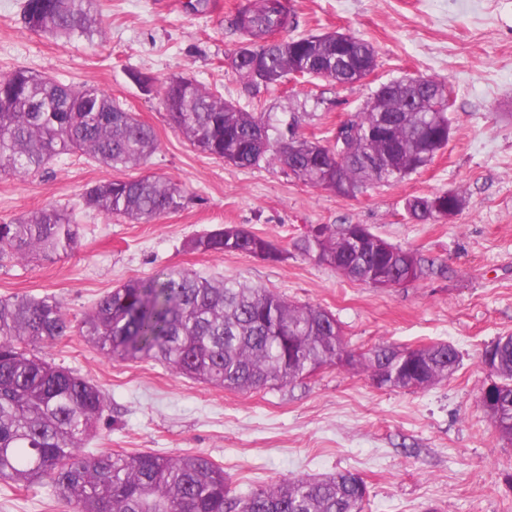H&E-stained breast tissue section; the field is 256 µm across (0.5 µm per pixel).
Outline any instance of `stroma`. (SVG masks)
<instances>
[{"mask_svg": "<svg viewBox=\"0 0 512 512\" xmlns=\"http://www.w3.org/2000/svg\"><path fill=\"white\" fill-rule=\"evenodd\" d=\"M242 0H99L103 35L64 43L30 30L22 0H0V74L25 69L119 99L152 127L158 149L146 167L117 172L63 154L28 175L0 172V222L42 207L71 209L78 247L51 262L0 261V298L31 294L61 302L80 323L106 292L162 268L237 278L288 301L331 312L350 347L381 342L452 344L461 364L422 391L374 386L333 366L284 386L235 392L180 377L155 361L104 357L79 331L42 344L47 359L100 385L107 407L84 449L202 453L222 465L233 495L283 478L359 473L364 512H512V445L479 403L491 375L486 345L512 333V0H291L289 36L332 30L370 42L377 66L365 82L325 79L247 88L226 63L241 37L230 26ZM150 76V91L132 78ZM183 75L250 112L298 111L300 136L332 141L373 91L409 75L444 81L454 100L447 146L417 173L374 183L357 197L298 182L275 164L239 168L196 150L162 105ZM180 185L184 208L136 224L83 208L86 188L144 173ZM454 191L451 219L412 220L405 201ZM243 224L276 242L285 260L186 251V239ZM362 224L435 267L404 288H373L303 255L305 226ZM0 512H60L49 489L0 481Z\"/></svg>", "mask_w": 512, "mask_h": 512, "instance_id": "35a3bbf8", "label": "stroma"}]
</instances>
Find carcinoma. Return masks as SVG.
<instances>
[{
    "mask_svg": "<svg viewBox=\"0 0 512 512\" xmlns=\"http://www.w3.org/2000/svg\"><path fill=\"white\" fill-rule=\"evenodd\" d=\"M23 20L65 41L102 35L97 0H24ZM292 23L286 0H253L238 10L232 29L270 69L261 84L249 66H234L250 87H276L318 72L339 85L346 81L344 62L376 67L374 46L350 33L341 40L331 32L267 43ZM448 98L447 85L432 77L381 84L355 113L353 134L338 146L339 181L331 184L317 157L332 146L297 136L294 112L280 117L246 112L183 77L169 79L162 104L186 139L207 155L242 168L276 164L306 185L355 197L376 174L364 160L392 159L402 180L446 147ZM381 115L389 118L386 136L368 135ZM157 148L154 130L104 91L75 89L22 69L0 75V166L15 174L38 171L54 157L76 152L114 170L129 169L144 164ZM440 197L452 198L459 210L464 205L460 194L444 191L409 197L406 211L417 221L436 222L432 203ZM82 204L140 224L180 211L185 195L176 183L143 176L95 184L83 193ZM357 228L322 224L315 236L304 237L302 250L374 288L380 287V272L407 284L424 276L412 251L393 245L380 253V236L367 228L357 241ZM233 231L232 245L219 227L186 240L184 248L252 256L261 246L275 253L272 262L284 259L274 241L243 225ZM79 238V224L65 210L22 213L0 224V260H53L77 248ZM70 332L71 322L53 297L0 299L1 481L24 490L47 486L63 512H363L368 487L352 471L281 480L232 497L224 468L204 454L85 453L107 406L105 393L32 349ZM81 333L109 359L154 360L178 376L246 392L292 384L325 366L361 372L380 388L418 391L450 379L459 367V354L447 343L382 342L356 354L335 316L320 307L180 267L107 292L85 314ZM481 363L495 376L482 407L499 438L512 443V334L488 345Z\"/></svg>",
    "mask_w": 512,
    "mask_h": 512,
    "instance_id": "1",
    "label": "carcinoma"
}]
</instances>
